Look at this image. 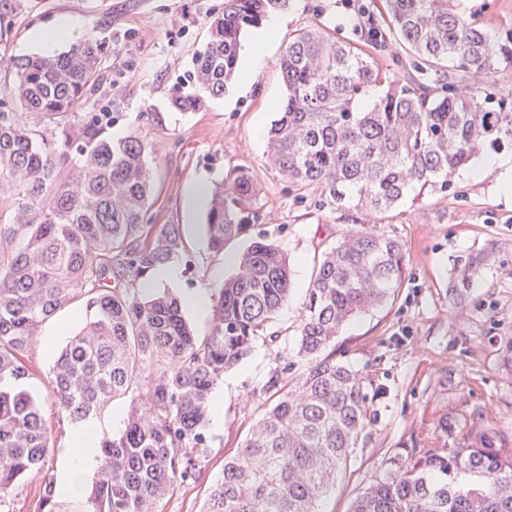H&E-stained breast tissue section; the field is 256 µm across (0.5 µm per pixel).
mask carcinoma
<instances>
[{
    "label": "carcinoma",
    "mask_w": 512,
    "mask_h": 512,
    "mask_svg": "<svg viewBox=\"0 0 512 512\" xmlns=\"http://www.w3.org/2000/svg\"><path fill=\"white\" fill-rule=\"evenodd\" d=\"M289 0H224L170 104L183 112L224 95L243 32ZM388 34L419 60L418 75H382L368 51L323 28L300 32L278 65L287 95L266 133L267 168L338 207L384 212L414 185L447 189L487 145L512 141V111L491 110L450 71L479 74L495 55L488 34L448 0H384ZM105 48L88 37L62 53L0 56L14 72L0 97V503L51 448L25 363L41 324L75 297L92 316L57 352L46 390L79 422L128 405L124 429L104 435L84 512H156L176 484L195 479L215 386L251 352L288 303L290 259L256 241L214 287L216 321L194 335L180 300L146 291L153 269L181 257L179 225L151 224L148 143L116 138L112 112H84ZM378 88L362 108L356 100ZM257 178L237 169L211 193L209 250L245 233ZM402 244L358 228L324 252L306 295L296 352L263 385L275 400L239 451L224 459L202 512H317L338 472L376 423L381 387L325 350L355 317L402 282ZM148 363L155 374L145 383ZM350 512H512V452L486 435L466 448L399 455ZM54 480L35 512H57Z\"/></svg>",
    "instance_id": "carcinoma-1"
}]
</instances>
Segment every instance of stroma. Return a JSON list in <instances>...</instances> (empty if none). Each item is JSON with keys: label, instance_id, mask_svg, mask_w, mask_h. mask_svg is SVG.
<instances>
[{"label": "stroma", "instance_id": "1", "mask_svg": "<svg viewBox=\"0 0 512 512\" xmlns=\"http://www.w3.org/2000/svg\"><path fill=\"white\" fill-rule=\"evenodd\" d=\"M10 2L11 25L0 36L8 55L35 54L32 35L61 21L69 23L72 40L94 37L106 44L99 84L84 109L119 113L115 131L141 135L151 145L148 216L155 224L179 225L188 249L177 261L180 281L173 294H211L234 274L237 256L260 239L279 245L290 259L288 304L249 357L216 387L224 402L211 416L196 481L175 486L158 512H200L225 457L238 451L269 401L262 385L270 365L296 348L307 288L323 251L362 226L402 244L405 272L394 297L354 319L336 339L337 352L384 395L372 435L319 500V512H349L356 495L390 472L398 454L463 448L479 433L512 448V375L502 364V350L512 342V194L500 191L496 173L474 181L462 172L450 188L411 191L391 211L352 209L343 216L319 192L296 189L265 170L266 143L253 136L256 124L268 126L277 117L285 95L277 60L303 30L322 27L345 41L369 42L384 72L414 73L415 59L397 39L371 42L381 24L373 0H289L275 14L278 37L250 90L242 94L229 84L223 97L190 113L172 109L170 94L190 70L207 22L222 11L224 0ZM458 3L490 36L496 55L481 75L455 72L457 84L489 94V108L511 107L512 0ZM237 168L254 171L260 190L250 205L248 231L216 255L207 248L205 211L189 209L185 191L200 174L216 184ZM90 315L84 298H75L43 322L27 353V383L43 398L53 451L43 470L13 487L0 512H34L46 478L56 476L66 457L74 427L47 397L46 375L57 350Z\"/></svg>", "mask_w": 512, "mask_h": 512}]
</instances>
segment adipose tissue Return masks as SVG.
Instances as JSON below:
<instances>
[{
  "mask_svg": "<svg viewBox=\"0 0 512 512\" xmlns=\"http://www.w3.org/2000/svg\"><path fill=\"white\" fill-rule=\"evenodd\" d=\"M279 26V21H271L265 28L256 31L244 47L240 91L249 90ZM100 435L101 426L93 421L74 430L71 438L72 448L58 473L57 485L62 498L78 499L83 496L84 477L98 463L97 442Z\"/></svg>",
  "mask_w": 512,
  "mask_h": 512,
  "instance_id": "ef3b65f1",
  "label": "adipose tissue"
}]
</instances>
